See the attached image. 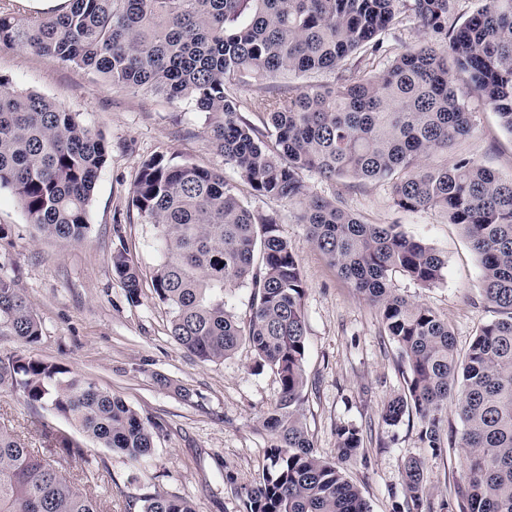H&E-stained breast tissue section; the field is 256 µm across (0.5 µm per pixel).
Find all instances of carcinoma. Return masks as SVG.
Wrapping results in <instances>:
<instances>
[{
  "label": "carcinoma",
  "mask_w": 512,
  "mask_h": 512,
  "mask_svg": "<svg viewBox=\"0 0 512 512\" xmlns=\"http://www.w3.org/2000/svg\"><path fill=\"white\" fill-rule=\"evenodd\" d=\"M462 24L448 25L457 0H69L60 16L0 11V46L23 48L90 69L114 85L185 101L205 114L210 138L257 194L299 205L307 242L321 250L355 290L375 305L406 364L407 392L388 401V426L420 420V440L441 448V414L455 401L466 470L454 486L459 512H512V177L473 157L453 165L448 146L473 132L453 70L469 78L485 106L512 135V0H481ZM412 16L423 41L374 68L381 35ZM339 73L333 86L259 87L240 98V77L267 81L288 71ZM258 112L273 144L242 119ZM108 148L103 136L54 100L0 78V189H10L29 223L46 237L81 243L88 207ZM392 181L403 210L433 208L460 226L480 265L478 288L495 318L458 356L448 320L387 288L399 271L430 288L447 261L397 224H367L313 196L303 175ZM132 205L157 230L152 288L171 314L177 346L218 362L247 343L258 369H272L278 399L263 418L269 432L262 478L243 495L244 512H367L358 488L317 454L302 410L305 387V283L294 247L276 219L248 209L224 176L154 155L141 164ZM112 272L131 301L139 270L125 248ZM249 292L239 317L237 288ZM31 346L42 330L14 280L0 275V333ZM0 386L49 407L103 447L134 461L151 455L160 425L80 375L34 357H0ZM342 460L362 435L337 429ZM46 452H64L83 472L99 468L65 436ZM405 502L417 512L423 463L403 467ZM141 512H197L188 500L141 497ZM0 512H100L97 500L43 456L0 432Z\"/></svg>",
  "instance_id": "1"
}]
</instances>
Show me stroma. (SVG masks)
<instances>
[{
  "label": "stroma",
  "instance_id": "1",
  "mask_svg": "<svg viewBox=\"0 0 512 512\" xmlns=\"http://www.w3.org/2000/svg\"><path fill=\"white\" fill-rule=\"evenodd\" d=\"M0 77L79 113L102 133L109 153L82 243L40 236L11 191L0 190V225L9 230L0 241V273L15 279L42 327V340L33 347L0 335V356H33L63 365L161 426L152 454L136 464L50 408L31 406L22 392L3 386L0 430L38 453L55 436L69 435L99 461L100 469L84 475L63 454L54 456V465L96 497L102 512H139L141 497L155 492L189 499L197 512H243L240 491L258 481L266 464L262 418L277 399L278 378L271 369H255L248 347L223 361L203 363L172 340L169 313L151 286L158 260L155 230L130 204L142 161L161 154L223 173L243 203L273 216L281 236L295 247L306 284L304 413L317 453L337 460V428L359 427L363 445L341 468L369 512H394L404 502L402 467L410 457L423 462V503L438 512L464 468L456 409L450 405L443 411L438 450L421 443L416 417L384 424L385 405L406 387L399 348L377 309L308 243L306 226L296 220V204L252 191L213 147L204 115L186 103L115 86L90 70L22 49L0 48ZM456 84L473 114L474 132L449 147V161L466 154L499 176H512V135L473 96L467 75H458ZM304 182L309 193L336 198L366 223L400 225L442 255L445 276L435 286L421 287L400 272L390 275L388 286L447 318L458 351H466L493 313L479 293V262L462 230L438 211L399 209L386 181L334 182L308 172ZM120 247L142 276L135 303L112 273V253Z\"/></svg>",
  "mask_w": 512,
  "mask_h": 512
}]
</instances>
